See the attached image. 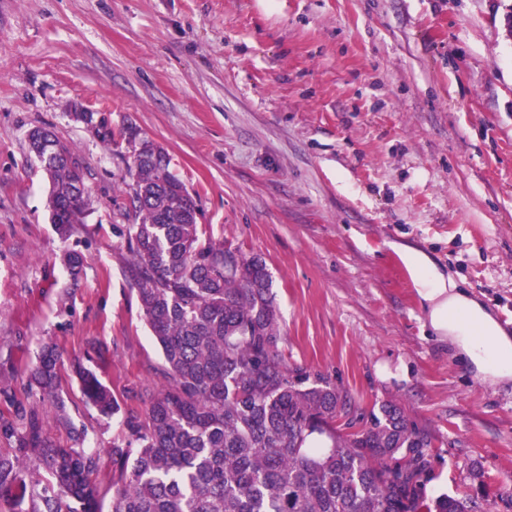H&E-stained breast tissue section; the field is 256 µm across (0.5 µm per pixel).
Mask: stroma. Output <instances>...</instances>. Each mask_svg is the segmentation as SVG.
<instances>
[{"label": "stroma", "mask_w": 512, "mask_h": 512, "mask_svg": "<svg viewBox=\"0 0 512 512\" xmlns=\"http://www.w3.org/2000/svg\"><path fill=\"white\" fill-rule=\"evenodd\" d=\"M76 106L163 147L214 237L265 262L287 363L348 395L337 430L396 404L430 442L428 498L512 512V384L430 334L396 251L427 253L512 335V0H0V419L33 409L56 444L97 449L112 512V445L164 361L128 279L131 161ZM36 127L85 168L66 241ZM46 345L56 405L29 384ZM81 367L118 415L83 401Z\"/></svg>", "instance_id": "obj_1"}]
</instances>
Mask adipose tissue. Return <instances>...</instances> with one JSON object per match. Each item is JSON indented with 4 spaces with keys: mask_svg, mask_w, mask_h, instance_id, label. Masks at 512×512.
<instances>
[{
    "mask_svg": "<svg viewBox=\"0 0 512 512\" xmlns=\"http://www.w3.org/2000/svg\"><path fill=\"white\" fill-rule=\"evenodd\" d=\"M400 257L436 338L448 342L476 377L512 381V335L479 300L461 290L423 251L403 247Z\"/></svg>",
    "mask_w": 512,
    "mask_h": 512,
    "instance_id": "adipose-tissue-1",
    "label": "adipose tissue"
}]
</instances>
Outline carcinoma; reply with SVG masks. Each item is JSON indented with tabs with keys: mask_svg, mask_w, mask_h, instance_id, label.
Here are the masks:
<instances>
[{
	"mask_svg": "<svg viewBox=\"0 0 512 512\" xmlns=\"http://www.w3.org/2000/svg\"><path fill=\"white\" fill-rule=\"evenodd\" d=\"M126 132L129 279L162 351L164 383L144 416L125 419V445L112 446L113 512H420L427 436L393 404L336 431L347 395L327 376L285 362L262 259L208 233L166 151H140L136 131ZM28 141L36 156H52L49 209L65 242L87 206L82 162L45 128ZM57 361L44 347L31 375L46 396ZM79 380L101 416L119 411L93 373ZM0 430L16 437L15 447L0 448V512H101L90 481L98 452L52 444L34 412H17ZM313 434L330 446L306 447ZM426 512L476 510L467 495H444Z\"/></svg>",
	"mask_w": 512,
	"mask_h": 512,
	"instance_id": "1",
	"label": "carcinoma"
}]
</instances>
